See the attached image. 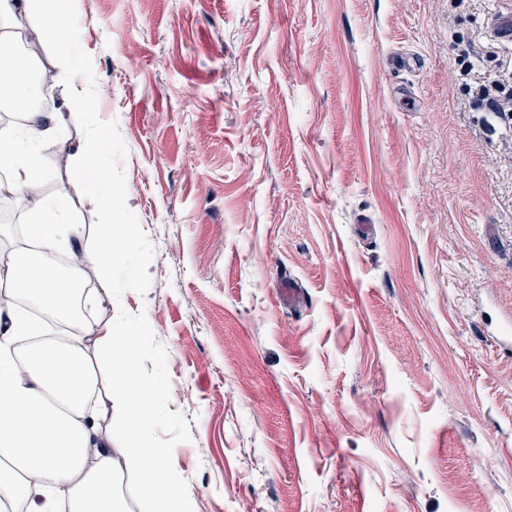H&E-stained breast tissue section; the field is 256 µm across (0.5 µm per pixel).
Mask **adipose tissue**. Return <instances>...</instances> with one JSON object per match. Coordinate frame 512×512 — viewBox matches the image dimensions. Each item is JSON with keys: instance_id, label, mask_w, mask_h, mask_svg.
Instances as JSON below:
<instances>
[{"instance_id": "obj_1", "label": "adipose tissue", "mask_w": 512, "mask_h": 512, "mask_svg": "<svg viewBox=\"0 0 512 512\" xmlns=\"http://www.w3.org/2000/svg\"><path fill=\"white\" fill-rule=\"evenodd\" d=\"M24 16L55 49L69 80L67 113L43 111L54 86L17 65L16 27ZM78 42L73 0H0V108L21 115L0 124V194L23 203L28 243L10 254L11 302L0 307V503L24 512H128L123 484L130 479L145 512H195L171 449L153 437L163 386L139 374L142 328L110 318L90 336H60L53 328L74 315L82 268L60 273L49 259L79 249L84 232L69 223L65 198L39 190L51 176L42 145L50 133L65 138L68 115L89 114L96 102L74 64ZM79 152L76 173L100 211L96 258L108 269L113 236L135 257L137 227L115 210L118 191L100 129Z\"/></svg>"}]
</instances>
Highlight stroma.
I'll return each instance as SVG.
<instances>
[{"mask_svg":"<svg viewBox=\"0 0 512 512\" xmlns=\"http://www.w3.org/2000/svg\"><path fill=\"white\" fill-rule=\"evenodd\" d=\"M503 5L76 0L69 145L101 127L139 230L85 284L146 328L195 512H512V130L476 97Z\"/></svg>","mask_w":512,"mask_h":512,"instance_id":"1","label":"stroma"}]
</instances>
